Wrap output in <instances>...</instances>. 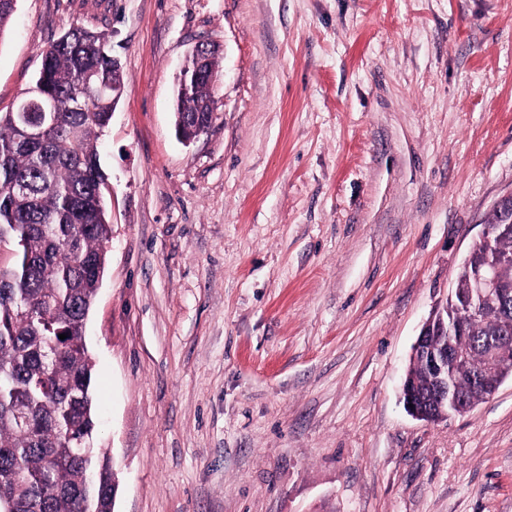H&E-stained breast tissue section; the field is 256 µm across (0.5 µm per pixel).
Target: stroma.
Here are the masks:
<instances>
[{"label":"stroma","mask_w":512,"mask_h":512,"mask_svg":"<svg viewBox=\"0 0 512 512\" xmlns=\"http://www.w3.org/2000/svg\"><path fill=\"white\" fill-rule=\"evenodd\" d=\"M74 24L125 82L86 329L114 512H512V381L435 423L399 399L512 192V0H17L0 112ZM206 62L197 67L188 59L180 71L177 94L176 132L185 141L205 133L212 124L213 76L216 72L218 50H204ZM185 67V68H184ZM184 69V70H183ZM183 72V82L181 79ZM181 83V84H180ZM215 113L213 114V121Z\"/></svg>","instance_id":"1"}]
</instances>
